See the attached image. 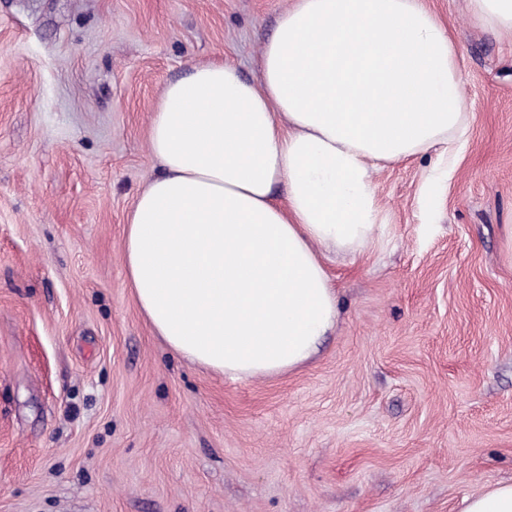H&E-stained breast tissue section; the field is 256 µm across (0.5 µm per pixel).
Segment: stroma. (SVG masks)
Here are the masks:
<instances>
[{
    "instance_id": "35a3bbf8",
    "label": "stroma",
    "mask_w": 512,
    "mask_h": 512,
    "mask_svg": "<svg viewBox=\"0 0 512 512\" xmlns=\"http://www.w3.org/2000/svg\"><path fill=\"white\" fill-rule=\"evenodd\" d=\"M289 3L0 0V512H460L512 482V37L466 0H427L466 140L374 172L385 235L328 254L314 360L225 377L135 300L124 229L165 86L214 61L257 79Z\"/></svg>"
}]
</instances>
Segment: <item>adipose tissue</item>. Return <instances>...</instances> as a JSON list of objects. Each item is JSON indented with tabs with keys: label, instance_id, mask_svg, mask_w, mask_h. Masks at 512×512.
I'll list each match as a JSON object with an SVG mask.
<instances>
[{
	"label": "adipose tissue",
	"instance_id": "ef3b65f1",
	"mask_svg": "<svg viewBox=\"0 0 512 512\" xmlns=\"http://www.w3.org/2000/svg\"><path fill=\"white\" fill-rule=\"evenodd\" d=\"M458 58L425 0H291L256 81L212 62L166 85L149 134L162 172L123 257L172 351L233 379L318 353L338 314L325 252L384 235L374 170L467 131Z\"/></svg>",
	"mask_w": 512,
	"mask_h": 512
}]
</instances>
